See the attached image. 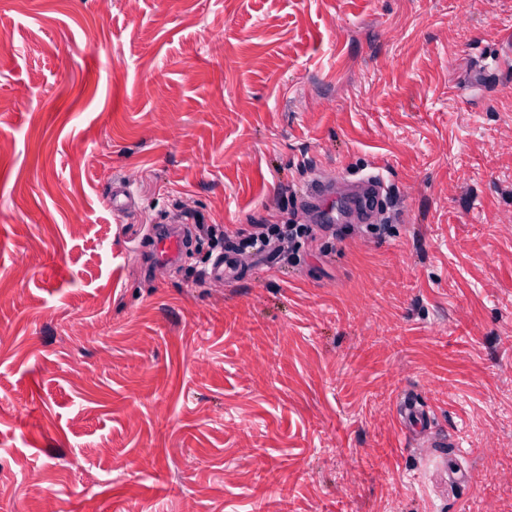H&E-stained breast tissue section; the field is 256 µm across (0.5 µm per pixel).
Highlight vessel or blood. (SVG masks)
Segmentation results:
<instances>
[{"instance_id":"1","label":"vessel or blood","mask_w":512,"mask_h":512,"mask_svg":"<svg viewBox=\"0 0 512 512\" xmlns=\"http://www.w3.org/2000/svg\"><path fill=\"white\" fill-rule=\"evenodd\" d=\"M302 201L312 210L316 224H333L346 219L360 223L379 220L387 206L384 177L371 173L347 183L344 180H316L302 190ZM187 247L184 233L175 227L157 226L154 230L153 256L170 264L176 263ZM238 271L232 252L218 254L211 262L206 278L224 284L236 280ZM396 414L408 435L426 431L430 415L407 390L396 399Z\"/></svg>"}]
</instances>
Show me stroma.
<instances>
[{
	"mask_svg": "<svg viewBox=\"0 0 512 512\" xmlns=\"http://www.w3.org/2000/svg\"><path fill=\"white\" fill-rule=\"evenodd\" d=\"M510 41L512 0H0V512H512ZM374 169L375 228L240 246ZM186 248L185 235L177 227L159 225L155 228L152 252L155 259L174 264L179 260ZM237 277L238 271L236 269L234 253L225 251L218 254L212 260L205 278L210 283L220 282L226 285L235 281ZM397 417L409 436L420 434L430 425V415L409 390L399 393L396 399Z\"/></svg>",
	"mask_w": 512,
	"mask_h": 512,
	"instance_id": "35a3bbf8",
	"label": "stroma"
}]
</instances>
